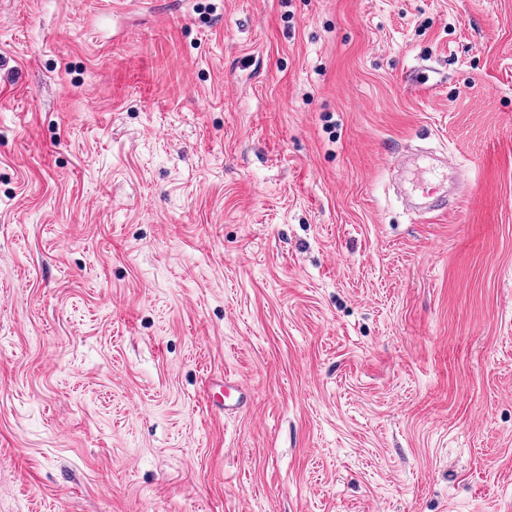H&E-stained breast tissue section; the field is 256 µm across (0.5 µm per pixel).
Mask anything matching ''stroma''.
<instances>
[{
  "instance_id": "stroma-1",
  "label": "stroma",
  "mask_w": 512,
  "mask_h": 512,
  "mask_svg": "<svg viewBox=\"0 0 512 512\" xmlns=\"http://www.w3.org/2000/svg\"><path fill=\"white\" fill-rule=\"evenodd\" d=\"M0 512H512V0H0Z\"/></svg>"
}]
</instances>
